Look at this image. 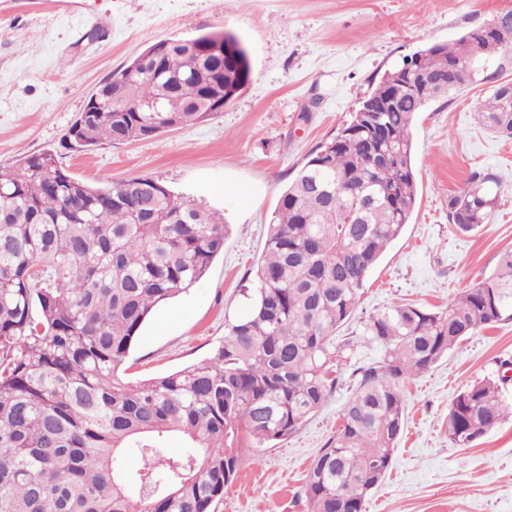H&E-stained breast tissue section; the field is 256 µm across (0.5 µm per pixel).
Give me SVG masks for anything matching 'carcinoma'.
<instances>
[{
    "label": "carcinoma",
    "instance_id": "carcinoma-1",
    "mask_svg": "<svg viewBox=\"0 0 512 512\" xmlns=\"http://www.w3.org/2000/svg\"><path fill=\"white\" fill-rule=\"evenodd\" d=\"M512 13L452 44H431L372 84L308 155L268 224L247 312L206 358L122 382L151 312L206 276L224 251L223 217L150 177L92 186L50 151L0 167V512H218L245 449L288 438L337 390L354 342L337 340L361 289L417 201L412 122L434 102L512 66ZM231 31L159 41L96 91L65 137L90 150L221 112L252 78ZM406 80L410 89L392 94ZM156 104V112L149 105ZM479 123L512 138V83ZM487 176L448 198L476 233L497 206ZM512 319V250L435 312L395 305L363 320L380 361L356 387L306 477L308 512H364L405 426L399 386L477 329ZM512 410L484 379L448 407V439L470 448ZM185 447H167L170 435ZM133 452L142 466L128 471Z\"/></svg>",
    "mask_w": 512,
    "mask_h": 512
}]
</instances>
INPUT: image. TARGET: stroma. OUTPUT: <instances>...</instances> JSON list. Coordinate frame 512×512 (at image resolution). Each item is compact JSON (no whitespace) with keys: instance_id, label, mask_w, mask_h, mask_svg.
Segmentation results:
<instances>
[{"instance_id":"1","label":"stroma","mask_w":512,"mask_h":512,"mask_svg":"<svg viewBox=\"0 0 512 512\" xmlns=\"http://www.w3.org/2000/svg\"><path fill=\"white\" fill-rule=\"evenodd\" d=\"M512 0H0V166L51 151L92 185L144 176L223 214L224 251L205 278L158 306L117 376L137 382L197 362L248 308L267 224L308 154L335 135L373 82L421 46L494 23ZM229 30L251 58L252 80L222 112L155 137L84 152L62 142L90 93L148 46ZM491 83L433 103L412 128L418 199L409 224L362 289L371 313L400 303L435 311L492 273L512 248V140L479 126ZM491 176L499 203L464 234L448 199L471 176ZM230 194H223V187ZM337 391L287 439L247 449L219 512H307L309 465L353 392L352 369L380 349L360 320ZM512 365V320L481 328L401 386L406 425L392 467L365 512H512V417L459 448L448 405Z\"/></svg>"}]
</instances>
